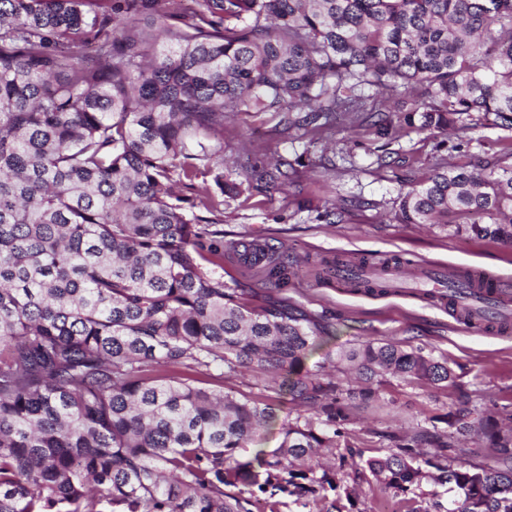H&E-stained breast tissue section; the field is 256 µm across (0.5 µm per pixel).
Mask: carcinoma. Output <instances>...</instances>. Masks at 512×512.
<instances>
[{
	"label": "carcinoma",
	"mask_w": 512,
	"mask_h": 512,
	"mask_svg": "<svg viewBox=\"0 0 512 512\" xmlns=\"http://www.w3.org/2000/svg\"><path fill=\"white\" fill-rule=\"evenodd\" d=\"M193 2L0 0V512H281L288 496L342 512L348 474L318 458L351 447L352 400L388 374L453 380L446 358L390 341L345 355L359 392L323 364L302 372L332 324L205 269L224 260L205 177L242 193L220 171L234 112H301L288 125L311 142L338 125L389 141L392 105L400 128L512 132V0ZM315 166L257 180L292 187ZM395 217L511 243L512 163L450 156ZM335 266L381 287L356 273L364 260ZM243 369L270 394L224 391ZM285 385L308 413L241 459ZM440 422L363 461L392 512H440L428 479L448 486L445 512H512V414ZM470 433L498 468L460 461Z\"/></svg>",
	"instance_id": "carcinoma-1"
}]
</instances>
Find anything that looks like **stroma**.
<instances>
[{"label": "stroma", "mask_w": 512, "mask_h": 512, "mask_svg": "<svg viewBox=\"0 0 512 512\" xmlns=\"http://www.w3.org/2000/svg\"><path fill=\"white\" fill-rule=\"evenodd\" d=\"M503 132L478 128L462 135L412 131L392 140L389 165H380L377 142L340 127L329 139L310 144L298 130L288 129L268 114L240 112L224 124V176L242 181L245 170L263 169L270 159L295 160L304 151L321 155L325 169L308 173L292 191L259 184L224 203L218 218L224 227V263L217 274L258 292L260 298L288 300L308 311L326 312L332 333L323 337L305 362L316 370L326 360L336 363L337 381L354 372L341 354L365 341L391 340L419 346L447 358L454 380L445 387L387 377L377 386L376 402L355 401L349 428L356 438V457L386 449L392 434L427 428L432 418L468 409L485 419L512 411V333L462 329L448 308L417 293L364 292L323 280L318 271L338 257L368 258L377 265L387 259L433 264L448 271L480 270L512 277V244L456 233L426 224H399L394 201L428 176L442 159L462 164L472 156L501 154ZM335 205L344 220H325V206ZM299 259L287 288L267 279L269 266L281 256ZM277 417L239 454L278 448L288 421L296 412L287 392L274 397ZM344 470L355 472V459Z\"/></svg>", "instance_id": "stroma-1"}]
</instances>
